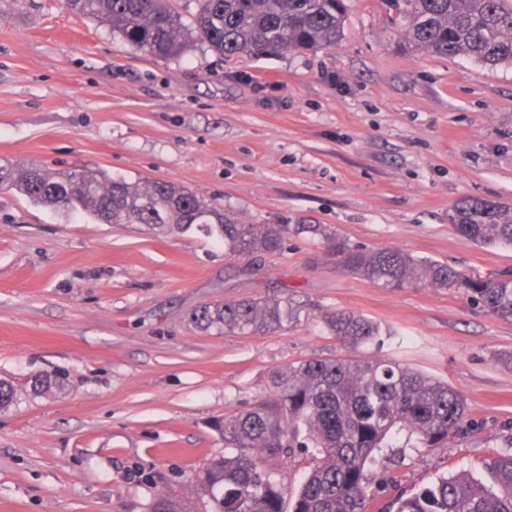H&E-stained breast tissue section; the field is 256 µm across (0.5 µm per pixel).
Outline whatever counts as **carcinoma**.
<instances>
[{
  "label": "carcinoma",
  "mask_w": 512,
  "mask_h": 512,
  "mask_svg": "<svg viewBox=\"0 0 512 512\" xmlns=\"http://www.w3.org/2000/svg\"><path fill=\"white\" fill-rule=\"evenodd\" d=\"M190 25L168 0H63L73 13L106 22L131 48L166 59L198 39L217 56H272L282 50L332 47L344 31V0H196ZM403 45L435 56H465L489 68L512 65V0H388ZM0 189L35 204L81 211L103 224H137L160 232L194 226L224 243L230 258L274 255L286 245L288 227L240 224L203 196L166 181L145 184L99 171L49 174L40 168L0 165ZM460 236L478 244L512 248V207L465 199L448 213ZM297 235L316 237L349 275L397 290L416 281L435 288H462L490 315L512 321V271L482 277L400 249H369L321 224H296ZM291 299L243 298L204 304L189 321L218 334L266 332L299 321ZM325 331L347 354L312 358L271 374V395L251 408L224 416L214 429L224 454L211 458L190 481L203 512H368L371 469L405 460L407 448H431L469 425L466 399L447 382L396 360L364 353L392 336L360 314L329 310ZM33 395L63 387L50 375L28 381ZM17 399L13 382L0 379V410ZM312 449L313 462L296 493L264 465ZM491 482L463 470L440 477L406 498L395 512H512V448L481 460ZM150 512H192L164 492Z\"/></svg>",
  "instance_id": "obj_1"
}]
</instances>
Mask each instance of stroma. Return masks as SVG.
<instances>
[{
    "mask_svg": "<svg viewBox=\"0 0 512 512\" xmlns=\"http://www.w3.org/2000/svg\"><path fill=\"white\" fill-rule=\"evenodd\" d=\"M101 169L165 180L242 224H322L473 274L512 249L448 222L464 198L512 205V67L405 49L385 0H347L344 34L314 52L223 59L133 50L61 0H0V165ZM247 272L191 229L101 224L0 190V512H149L157 492L195 503L188 479L224 443L210 427L270 393L273 371L342 348L329 309L381 321L382 356L448 382L475 430L373 470L370 512L512 446V322L462 289L390 291L350 277L321 243L289 236ZM289 297L298 324L207 334L197 306ZM34 374L61 376L31 397Z\"/></svg>",
    "mask_w": 512,
    "mask_h": 512,
    "instance_id": "35a3bbf8",
    "label": "stroma"
}]
</instances>
